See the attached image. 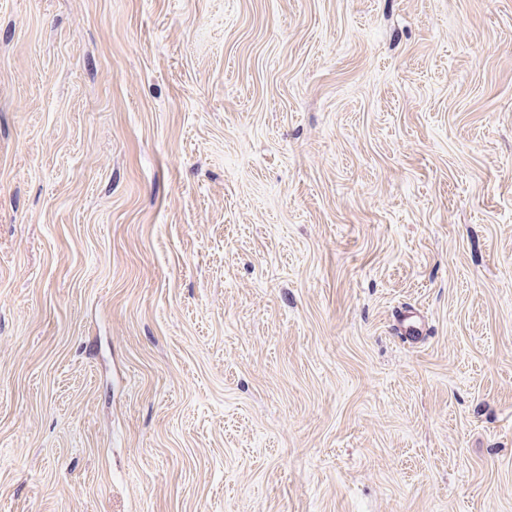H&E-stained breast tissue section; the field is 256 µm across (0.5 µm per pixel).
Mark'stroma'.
Returning <instances> with one entry per match:
<instances>
[{
  "label": "stroma",
  "instance_id": "1",
  "mask_svg": "<svg viewBox=\"0 0 512 512\" xmlns=\"http://www.w3.org/2000/svg\"><path fill=\"white\" fill-rule=\"evenodd\" d=\"M0 512H512V0H0Z\"/></svg>",
  "mask_w": 512,
  "mask_h": 512
}]
</instances>
